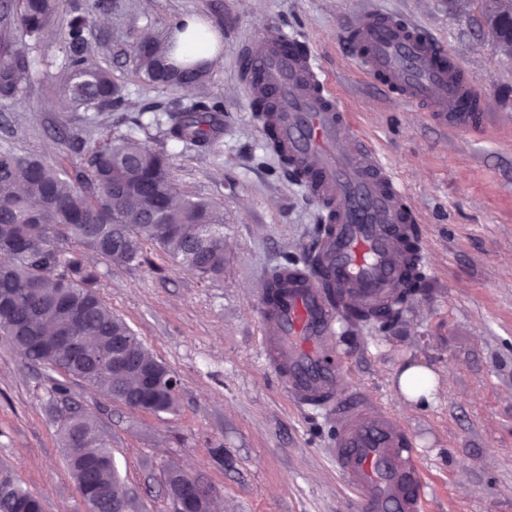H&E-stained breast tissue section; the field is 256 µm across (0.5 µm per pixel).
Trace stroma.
Returning a JSON list of instances; mask_svg holds the SVG:
<instances>
[{
	"label": "stroma",
	"instance_id": "obj_1",
	"mask_svg": "<svg viewBox=\"0 0 512 512\" xmlns=\"http://www.w3.org/2000/svg\"><path fill=\"white\" fill-rule=\"evenodd\" d=\"M490 0H112L91 16L89 51L109 69L123 106L64 112L59 27L27 41L25 92L0 100V145L58 157L65 139L150 136L172 157L178 194L215 205L224 217V273L203 279L158 245L138 266L87 258L100 293L179 381L180 407L134 410L80 382L57 391L58 373L24 362L0 335V465L40 497L44 512H84L59 431L71 409L105 436L130 512H175L168 467L210 484L224 512H358L357 498L328 457L323 415L304 410L265 359L259 315L263 280L304 256L321 212L281 158L268 149L241 73L244 48L278 27L305 41L355 140L392 172L418 216L424 277L398 320L344 328L346 387L409 428L426 512H512V55L483 26ZM376 7L438 39L478 81L490 115L478 133L438 125L418 106L385 96L351 57L346 32ZM193 15L221 35L205 82L192 90L148 84L137 71L138 36L163 37ZM216 97L224 136L211 152L166 140L152 123L178 102ZM142 116L148 131L131 123ZM422 367L432 399L406 402L399 380ZM223 461H216V449Z\"/></svg>",
	"mask_w": 512,
	"mask_h": 512
}]
</instances>
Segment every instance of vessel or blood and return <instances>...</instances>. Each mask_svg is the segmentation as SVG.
<instances>
[{"mask_svg": "<svg viewBox=\"0 0 512 512\" xmlns=\"http://www.w3.org/2000/svg\"><path fill=\"white\" fill-rule=\"evenodd\" d=\"M348 43L390 97L443 124L476 130L485 123V102L472 82L445 47L410 22L365 12L351 24ZM246 59L259 79L249 92L272 93L276 102L265 127L291 164L305 169L303 183L326 224L314 248L321 274L288 266L276 294L261 298L266 361L295 398L328 412L331 453L360 512H423L413 433L345 388L334 342L343 312L382 306L408 274L416 213L371 148L340 149L349 115L299 41L271 30Z\"/></svg>", "mask_w": 512, "mask_h": 512, "instance_id": "obj_1", "label": "vessel or blood"}]
</instances>
